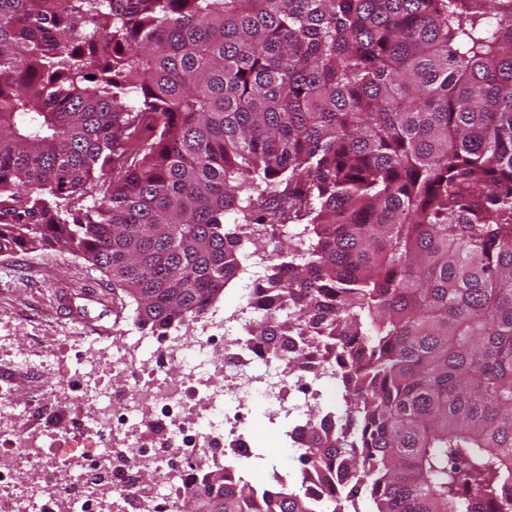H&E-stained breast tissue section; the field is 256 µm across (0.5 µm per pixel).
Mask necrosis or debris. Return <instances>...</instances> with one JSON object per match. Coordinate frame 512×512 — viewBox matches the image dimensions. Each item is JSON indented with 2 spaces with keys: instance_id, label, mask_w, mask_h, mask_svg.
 <instances>
[{
  "instance_id": "1",
  "label": "necrosis or debris",
  "mask_w": 512,
  "mask_h": 512,
  "mask_svg": "<svg viewBox=\"0 0 512 512\" xmlns=\"http://www.w3.org/2000/svg\"><path fill=\"white\" fill-rule=\"evenodd\" d=\"M254 320L251 304L215 305L164 336L141 331L110 346L74 340L83 417L72 425L56 410L40 435L75 483L64 497L46 484L23 487L12 465L0 463V491L12 495L18 512H174L210 469L251 470L255 407L298 413L336 380L327 358L318 378L291 376L285 360L252 343ZM108 368L128 384L105 388ZM143 472L152 473V484H141Z\"/></svg>"
}]
</instances>
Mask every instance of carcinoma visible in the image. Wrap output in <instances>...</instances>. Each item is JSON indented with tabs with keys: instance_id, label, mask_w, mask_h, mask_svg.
Returning <instances> with one entry per match:
<instances>
[{
	"instance_id": "obj_1",
	"label": "carcinoma",
	"mask_w": 512,
	"mask_h": 512,
	"mask_svg": "<svg viewBox=\"0 0 512 512\" xmlns=\"http://www.w3.org/2000/svg\"><path fill=\"white\" fill-rule=\"evenodd\" d=\"M285 232L252 336L335 355L285 435L337 495L216 469L179 512H512V0H0L1 253L164 336Z\"/></svg>"
}]
</instances>
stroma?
I'll return each mask as SVG.
<instances>
[{
    "mask_svg": "<svg viewBox=\"0 0 512 512\" xmlns=\"http://www.w3.org/2000/svg\"><path fill=\"white\" fill-rule=\"evenodd\" d=\"M85 288L112 295L103 273L66 250L0 252V385H8L18 410L63 408L72 421L80 420V382L73 376L76 360L68 339L91 330L67 319L56 297ZM39 347L54 350L53 370L12 368L16 352Z\"/></svg>",
    "mask_w": 512,
    "mask_h": 512,
    "instance_id": "35a3bbf8",
    "label": "stroma"
}]
</instances>
